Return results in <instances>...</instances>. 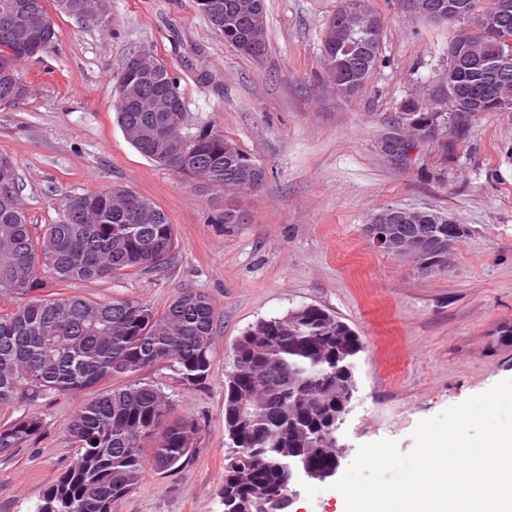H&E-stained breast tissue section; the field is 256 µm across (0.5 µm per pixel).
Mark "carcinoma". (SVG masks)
Returning a JSON list of instances; mask_svg holds the SVG:
<instances>
[{"mask_svg": "<svg viewBox=\"0 0 512 512\" xmlns=\"http://www.w3.org/2000/svg\"><path fill=\"white\" fill-rule=\"evenodd\" d=\"M258 2L257 13L244 5ZM36 0H0V19L25 12ZM224 9L219 35L239 53L253 57L250 39L268 52L264 0H210ZM459 24L451 43L462 41L467 58L448 68L424 102L408 100L406 139L389 148L406 153L416 140L448 147L465 140L474 118L512 110V0H495L502 22L489 27L476 0H453ZM382 27L340 0L323 36L322 65L336 93L354 96L380 61ZM13 66L0 69V104L23 84L17 66L29 52L0 26V56ZM142 89L121 97L117 119L124 132L149 123ZM193 152L175 170L203 178L224 191L256 188L264 166L236 141L213 127L196 131ZM130 144L166 168L158 141L131 138ZM0 188V298L13 307L0 313V456H10L41 433L33 413L5 417L8 409L33 405L49 394L79 395L96 389L77 407L68 426L76 454L45 490L35 512H112V503L130 494L149 466L181 465L191 454L197 427L173 417L169 398L155 385L114 380L160 361L173 363L188 384L204 382L214 351L216 311L201 293H186L162 311L139 300L94 301L81 295L46 298L41 268L56 283L92 281L140 274L162 267L176 239L166 214L148 199L122 187L67 199L53 224H29L15 197ZM83 202L91 222L69 219ZM435 210L395 216L399 238L421 233L432 238L430 252L418 255L422 270L448 263V250L468 230L448 223ZM363 345L356 332L316 306H303L281 318L263 320L237 341V363L224 394V429L232 448L224 466L222 496L236 512H260L259 501L287 480L288 450L299 449L323 471L335 456L327 441L342 416V401L356 386L354 371Z\"/></svg>", "mask_w": 512, "mask_h": 512, "instance_id": "obj_1", "label": "carcinoma"}]
</instances>
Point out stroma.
Instances as JSON below:
<instances>
[{"mask_svg":"<svg viewBox=\"0 0 512 512\" xmlns=\"http://www.w3.org/2000/svg\"><path fill=\"white\" fill-rule=\"evenodd\" d=\"M265 4L269 48L259 62L225 43L197 0H111L103 22L54 13V46L18 66L27 97L0 110V156L16 166L29 223H54L66 199L123 185L161 209L177 239L160 270L51 283L47 292L138 299L160 311L191 290L216 309L204 383L181 382L168 362L135 375L196 424L191 457L149 467L112 512H224V385L234 344L256 322L306 305L347 323L365 347L338 432L342 466L382 439L411 451L421 420L512 379V111L477 117L453 156L434 141L393 156L385 141L395 115L405 100L426 98L447 68L454 24L402 13L398 0H371L384 20L381 61L345 99L321 63L337 0ZM144 47L179 81L185 132L223 131L265 167L262 186L228 195L157 166L127 141L115 87ZM228 206L242 223H223ZM387 207L443 211L469 233L445 268L425 273L415 257L368 239L367 224ZM80 402L54 394L35 406L41 435L0 458V512H33L66 470L76 453L67 426ZM290 512L346 507L340 492L310 482Z\"/></svg>","mask_w":512,"mask_h":512,"instance_id":"stroma-1","label":"stroma"}]
</instances>
